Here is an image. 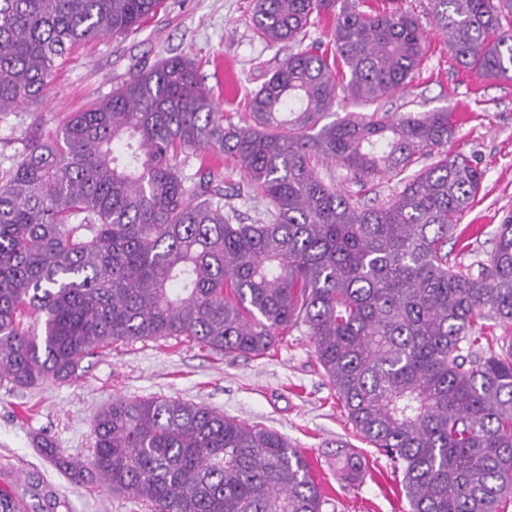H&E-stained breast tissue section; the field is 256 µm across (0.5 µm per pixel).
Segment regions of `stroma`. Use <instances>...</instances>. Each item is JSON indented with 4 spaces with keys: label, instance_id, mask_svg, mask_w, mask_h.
Masks as SVG:
<instances>
[{
    "label": "stroma",
    "instance_id": "obj_1",
    "mask_svg": "<svg viewBox=\"0 0 512 512\" xmlns=\"http://www.w3.org/2000/svg\"><path fill=\"white\" fill-rule=\"evenodd\" d=\"M399 3L417 18L427 54L409 90L383 102L381 109L393 116L453 111L456 130L448 150L475 158L484 180L448 251L451 262L475 274L489 259L503 216L512 212V78L486 80L461 69L435 24L432 0ZM253 8L254 0H165L136 33L78 44L56 67L39 104L0 117V171L16 160L31 127L51 135L69 113L175 56L196 61L206 88L223 98L225 117L240 123L249 98L295 51L287 43H266L252 24ZM227 65L236 77L230 94L224 90ZM319 172L362 204L383 203L401 189L387 176L354 183L330 162L320 164ZM116 396L202 403L278 431L304 455L329 497L324 512H409L387 458L353 431L303 329L259 357L224 356L182 337L138 340L100 348L63 383L49 380L29 389L1 384L0 490L17 496L23 512H40L49 496L56 501L53 512H147L136 500L70 483L34 446L36 438L49 437L65 455L87 458L94 417ZM341 445L366 460L359 482L345 483L336 472Z\"/></svg>",
    "mask_w": 512,
    "mask_h": 512
}]
</instances>
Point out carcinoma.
<instances>
[{
	"label": "carcinoma",
	"mask_w": 512,
	"mask_h": 512,
	"mask_svg": "<svg viewBox=\"0 0 512 512\" xmlns=\"http://www.w3.org/2000/svg\"><path fill=\"white\" fill-rule=\"evenodd\" d=\"M161 0H0V114L43 99L76 45L127 34ZM336 0H256L270 44L302 45ZM458 65L512 76V0H433ZM426 55L408 11L341 4L332 44L288 55L251 97L244 124L194 60L174 57L72 113L54 138L28 135L0 174V383L65 382L119 341L186 336L222 355L259 357L303 325L352 428L401 476L410 512H506L512 503V213L480 278L448 263V241L482 189L469 156L448 154L447 109L349 111L405 92ZM244 182L224 188L219 165ZM438 160L410 174L422 157ZM398 179L362 206L319 175ZM257 192L265 217L229 200ZM85 461L49 438L41 455L81 486L150 512H322L325 493L280 433L204 404L115 397L96 415ZM344 481L364 467L336 451Z\"/></svg>",
	"instance_id": "1"
}]
</instances>
